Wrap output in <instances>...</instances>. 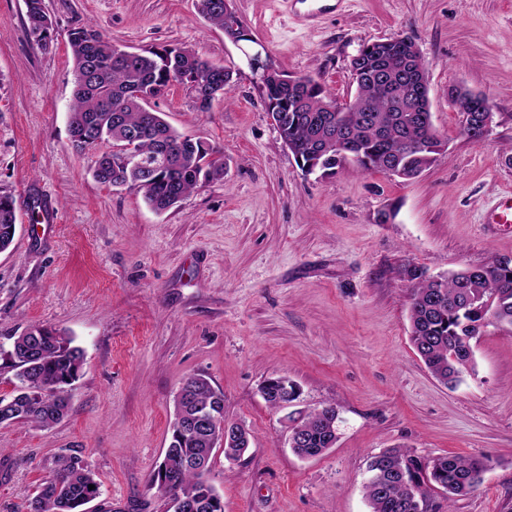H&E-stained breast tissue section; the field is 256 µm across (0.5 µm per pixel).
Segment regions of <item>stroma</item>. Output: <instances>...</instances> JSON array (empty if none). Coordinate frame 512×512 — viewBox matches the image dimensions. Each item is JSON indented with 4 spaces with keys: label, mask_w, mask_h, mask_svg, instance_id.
<instances>
[{
    "label": "stroma",
    "mask_w": 512,
    "mask_h": 512,
    "mask_svg": "<svg viewBox=\"0 0 512 512\" xmlns=\"http://www.w3.org/2000/svg\"><path fill=\"white\" fill-rule=\"evenodd\" d=\"M43 4L55 26L46 51L28 36L24 0H0V194L17 213L0 252V344L50 325L73 337L84 363L61 423L0 424V512H28L62 453L93 470L96 512H167L148 483L191 374L207 376L225 420L251 432L240 462L215 457L209 478L224 512H368L366 465L387 448L489 459L467 496L450 503L431 490L432 512H512V332L486 327L475 375L444 386L410 341L407 276L512 258V234L483 229L512 189V0H342L312 21L300 5L276 15L271 0H231L273 68L318 76L342 104L355 96L349 64L365 43L416 44L445 149L407 181L352 165L305 174L241 46L196 0ZM88 24L129 52L186 46L232 71L229 101L209 111L180 85L156 101L179 133L223 149V180L159 213L138 189L94 179L92 152L74 149L68 131V34ZM454 84L491 104L483 141L462 135ZM48 213L54 224L36 229ZM277 376L298 385L294 407L339 410L338 441L323 456L289 448L290 409L261 393Z\"/></svg>",
    "instance_id": "35a3bbf8"
}]
</instances>
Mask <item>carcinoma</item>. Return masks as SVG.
Masks as SVG:
<instances>
[{"instance_id":"carcinoma-1","label":"carcinoma","mask_w":512,"mask_h":512,"mask_svg":"<svg viewBox=\"0 0 512 512\" xmlns=\"http://www.w3.org/2000/svg\"><path fill=\"white\" fill-rule=\"evenodd\" d=\"M26 26L30 39L46 50L54 40L52 18L42 0H25ZM199 12L226 37L237 42L245 25L235 12H226L225 0H197ZM74 60V90L69 108V134L80 152L94 150L93 176L107 186L131 185L143 192L145 201L158 213L166 212L190 195L203 181L224 178L223 150L179 134L151 102L173 85L189 88L197 107L209 109L216 100H228L233 73L188 47L162 46L140 53L121 50L90 25L75 27L68 34ZM365 67L382 62L389 70L413 68L427 77L422 56L411 45L392 47L383 58L377 46L361 48ZM356 95L347 112H328L336 99L317 81L295 99L275 79L262 86L266 112H274L277 131L292 154L300 155L310 173L325 178L339 165L326 163L336 152L332 137L342 123L354 141L362 171L387 172V147L400 141L415 143L407 168L398 177L409 180L436 161L443 142L429 111V88L415 104L397 106L393 97L369 79L355 76ZM137 133L134 153L138 165L125 163L112 151H100ZM17 224L14 199L0 194V251L13 243ZM414 281L409 303L411 341L430 371L446 386H455L475 372L472 341L481 327L496 325L512 329V270L493 264L466 268L438 277H427L414 268L407 270ZM83 350L59 330L33 325L9 346L0 345V365L13 372L16 393L0 397V424L18 420L50 428L68 413L66 387L77 378ZM190 400L176 402V416H191L224 399L201 374L186 377ZM264 400L277 408L284 396L295 393L294 384L283 377L270 378L261 387ZM338 411L333 405L310 411L296 419L288 416L302 439L294 453L302 458L321 455L330 448L337 432ZM223 414L210 421V435H190L177 448H168L154 471L150 487L168 502L198 505L197 512H214L222 504L216 488L204 474L183 465L193 456L214 463L213 436L222 431ZM489 468L476 457L447 455L422 461L407 452L389 448L367 464L363 486L369 512H414V504L428 506L429 490L437 487L452 502L476 489ZM94 489H89V486ZM100 495V484L90 466L75 455H60L52 474L39 487L30 512H85V505Z\"/></svg>"}]
</instances>
